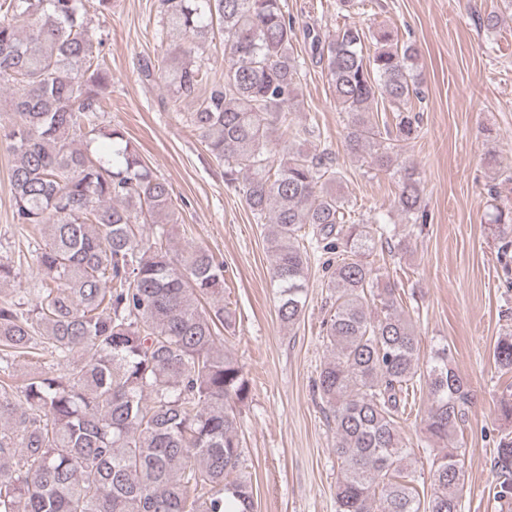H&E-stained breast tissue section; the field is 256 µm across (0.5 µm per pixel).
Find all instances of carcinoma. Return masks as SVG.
Returning a JSON list of instances; mask_svg holds the SVG:
<instances>
[{
  "label": "carcinoma",
  "mask_w": 512,
  "mask_h": 512,
  "mask_svg": "<svg viewBox=\"0 0 512 512\" xmlns=\"http://www.w3.org/2000/svg\"><path fill=\"white\" fill-rule=\"evenodd\" d=\"M109 0H0V142L11 173L15 223L39 230L43 278L29 306L0 302V512H255L243 472L241 417L249 381L220 347L232 324L224 306V263L188 246L170 255L175 210L168 182L118 128L102 125L112 72L90 4ZM159 34L173 31L159 75L172 111L224 165L267 236L277 315L289 326L307 305L306 270L324 259L330 309L328 356L317 389L332 418L340 461L336 512H462L465 461L458 437L471 395L448 346L420 364V339L400 305L397 283L368 261L391 229L357 221L332 189L341 178L327 151L308 154L288 138L315 136L294 122L305 62L294 52L295 23L282 0H159ZM224 44V75L202 49ZM326 72L354 156L395 171L397 209L426 223L419 173L398 162L417 137L418 50L393 31L364 53L365 31L306 32ZM205 94H200V91ZM382 103L395 130L370 120ZM50 363L12 380L19 358ZM494 359L512 370V337ZM435 446L431 493L401 436L414 391ZM494 497L512 501V431L500 435Z\"/></svg>",
  "instance_id": "cac0c4a2"
}]
</instances>
